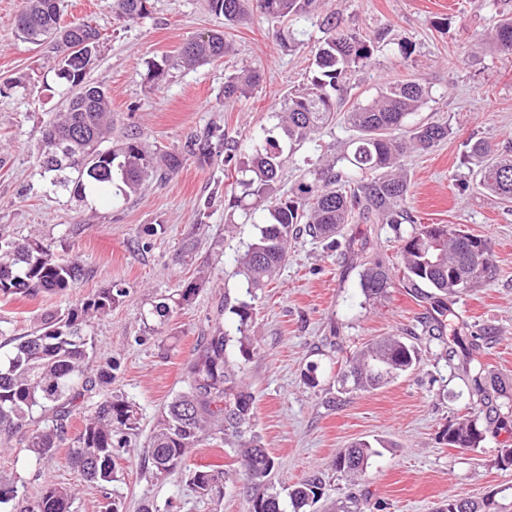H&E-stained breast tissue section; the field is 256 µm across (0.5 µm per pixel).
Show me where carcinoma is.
<instances>
[{"label":"carcinoma","mask_w":512,"mask_h":512,"mask_svg":"<svg viewBox=\"0 0 512 512\" xmlns=\"http://www.w3.org/2000/svg\"><path fill=\"white\" fill-rule=\"evenodd\" d=\"M208 9L233 24L249 10L281 23L310 13L314 0H206ZM150 0H113L117 18L134 22L149 15ZM17 30L28 42L40 46L53 43L57 59L56 77L66 88L67 108L45 126L40 140L41 173H55L54 182L73 196L84 198L89 185L124 200L137 193L151 177L178 170L183 159L173 151L149 150L142 134L131 132L104 149L112 132V101L107 91L86 80L87 64L80 56L88 52L84 39L99 30L86 22L60 23L57 0H24ZM484 41L497 52L512 53V17L491 28ZM229 44L221 33L202 34L188 41L181 51L183 63L196 65L221 58ZM373 53L371 42L342 29L315 53L318 74L303 89L284 101L281 137L266 135L263 151L251 165L239 170L237 184L243 196L254 199L268 212L267 222L238 254V288L248 300L224 299V313L236 318L235 332L219 326L198 357L187 367L184 387L166 406L151 436L149 453L159 477L185 479L202 498L220 491L224 471L219 468L190 469L188 451L206 436H217L224 444L240 449L241 465L254 481L263 483L276 466L275 458L250 433L254 397L245 385L240 366L234 364V346L244 353L252 346L249 322L251 300L278 275L288 254V245L301 230L332 247L344 224H389L395 231L411 221L404 209L408 193L407 174L400 165L408 151L425 152L448 138L446 121H427L410 128L407 117L419 111L429 88L416 78L388 82L366 104L343 112L348 128L355 132L349 150L312 173L292 195L270 197L280 170L288 161L280 140L300 145L336 119L343 107L342 92L352 69L366 65ZM258 74L244 71L224 82V101L246 97L256 86ZM484 141L469 145L466 159L476 168L479 186L512 201V156L495 157ZM303 228H298V225ZM399 263L409 288L426 289L422 298L433 301L440 315L448 306L444 296H457L483 278L492 267V255L484 239L466 233L456 224H429L403 238ZM81 266L56 258L41 240L21 241L0 234V295L35 297L46 292L63 293L79 287ZM394 283L393 269L380 259L363 263L359 287L368 298L387 293ZM201 287L191 282L176 294L153 301L149 315L164 325L174 310L191 302ZM126 296L122 288L103 289L71 305L64 312H47L39 327L23 337L13 350L0 358V435H10L30 420L36 407L54 410L51 424L29 436L26 450L40 461L65 443L70 410L82 391L91 387L104 391V399L85 418L70 449V461L90 482L101 487L112 484L117 461L129 447L138 413L134 403L112 395L114 365L108 362L95 370L88 367L93 337L85 327L103 316ZM419 351L408 339L388 336L346 359L338 383L347 391L380 388L419 363ZM475 391L487 394L500 390L492 375L479 370L472 377ZM443 440L451 448L473 449L485 440L478 418L466 416L448 424ZM374 446L361 440L341 450L334 466L351 482L366 473ZM320 482L305 480L289 493L293 512L318 498ZM75 497L69 486L45 481L39 494L18 500L17 490L0 485V505L12 504L11 512H69ZM457 512H491L489 500L455 496ZM249 512H282L278 496L266 491L250 498Z\"/></svg>","instance_id":"obj_1"}]
</instances>
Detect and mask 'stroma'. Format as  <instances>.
I'll return each instance as SVG.
<instances>
[{
	"label": "stroma",
	"instance_id": "35a3bbf8",
	"mask_svg": "<svg viewBox=\"0 0 512 512\" xmlns=\"http://www.w3.org/2000/svg\"><path fill=\"white\" fill-rule=\"evenodd\" d=\"M150 4L147 18L127 23L114 17L112 0H58L62 23L86 21L102 34L87 78L110 94L113 137L135 126L149 146L184 155L166 180L147 181L124 202L103 198L92 206L41 173V129L64 105L54 53L51 45L19 36L23 0H0V233L38 238L84 272L80 288L69 294L0 296V343L34 332L43 313L115 284L126 288V297L89 328L95 338L91 366L116 363L112 391L138 408V430L129 459L118 462L113 498L122 512H247L250 484L234 449L208 438L190 450V467L225 471L221 496L202 498L186 481L156 477L147 447L162 408L182 389L187 366L219 321L225 297L239 296L236 258L263 219L262 209L238 206L242 190L236 170L224 164V143H209L212 154L205 161L198 145L217 129L224 142L240 144L239 161L250 160L263 130L277 126L288 94L313 76L312 49L327 36L321 20L333 13L343 29L374 43L370 62L350 76L347 103L373 95L384 82L416 77L430 86L432 98L409 123L444 118L452 132L432 150L403 160L412 223L397 230L344 225L333 251L299 236L273 286L255 299L253 348L233 358L254 396L252 430L277 461L271 486L283 512H292L289 491L313 475L322 481V495L307 512H325L349 494L357 497L359 512H435L454 494L491 495L498 512H512V469L495 464L498 448L512 447V425L501 427L489 414L490 405L512 400V201L477 187L464 159L468 142L477 139L503 153L512 150V55L480 43L500 15L512 16V0H315L310 16L293 23L298 44L289 51L275 38L278 22L260 14L228 25L205 0ZM209 31L223 33L227 54L179 65L183 44ZM403 46L410 59L402 58ZM151 60L165 62L162 79H149ZM252 68L261 74L252 93L225 104V79ZM21 74L25 87L5 89ZM349 138L339 120L295 147L278 192L294 191L309 170L340 155ZM150 224L163 225L164 233L146 237ZM416 224L464 225L486 240L496 266L495 276L449 299L450 324L440 339L424 333L430 302L403 282L371 301L358 286L362 257L397 263L399 237ZM354 239L365 243V256L350 252ZM201 275L206 285L165 325L146 318L155 295ZM412 333L420 355L415 370L375 391L339 393L337 373L347 354L384 336ZM456 337L478 342L476 357L502 394L484 400L462 358L447 359L446 347ZM309 373L315 383L306 382ZM463 415L478 417L486 431L477 449L451 448L442 439L448 424ZM47 420L34 410L29 425L0 438V483L32 497L49 478L75 488L70 512H99L102 490L72 466L68 447L38 463L25 451L32 427ZM364 439L378 442L379 453L353 487L331 463L339 450Z\"/></svg>",
	"mask_w": 512,
	"mask_h": 512
}]
</instances>
